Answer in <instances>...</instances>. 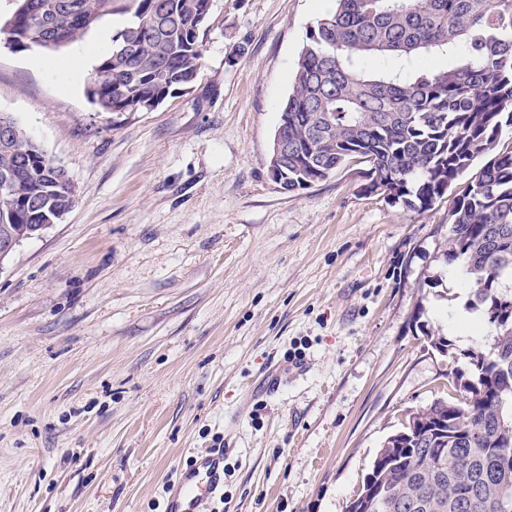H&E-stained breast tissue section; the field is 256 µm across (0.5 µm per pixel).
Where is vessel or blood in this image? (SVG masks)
I'll use <instances>...</instances> for the list:
<instances>
[{"mask_svg": "<svg viewBox=\"0 0 512 512\" xmlns=\"http://www.w3.org/2000/svg\"><path fill=\"white\" fill-rule=\"evenodd\" d=\"M224 487V454L196 456L177 473L169 488V512H202Z\"/></svg>", "mask_w": 512, "mask_h": 512, "instance_id": "b4317fda", "label": "vessel or blood"}]
</instances>
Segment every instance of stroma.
Instances as JSON below:
<instances>
[{
	"mask_svg": "<svg viewBox=\"0 0 512 512\" xmlns=\"http://www.w3.org/2000/svg\"><path fill=\"white\" fill-rule=\"evenodd\" d=\"M318 2L211 0L196 81L150 112L98 111L76 48L0 35V112L74 188L0 263V512H165L219 439L205 512H346L408 413L489 352L456 331L461 185L417 212L367 194L363 163L294 192L270 174ZM128 4L78 48L107 54Z\"/></svg>",
	"mask_w": 512,
	"mask_h": 512,
	"instance_id": "35a3bbf8",
	"label": "stroma"
}]
</instances>
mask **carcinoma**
<instances>
[{"label":"carcinoma","instance_id":"carcinoma-1","mask_svg":"<svg viewBox=\"0 0 512 512\" xmlns=\"http://www.w3.org/2000/svg\"><path fill=\"white\" fill-rule=\"evenodd\" d=\"M46 43L59 51L91 25L58 17L36 0ZM95 14L112 0H73ZM209 0H131L134 20L114 39L92 77L112 65V111L143 96L169 95L197 77ZM307 33L281 105L278 132L288 137V165L276 183L288 192L327 179L350 160L366 163L365 190L390 204L426 211L471 173L448 212V266L474 289L497 330L492 357L469 353L472 378L452 383L460 397L434 401L408 418L403 437L387 438L372 462L361 500L346 512H512V0H335ZM130 52L119 54L120 45ZM441 66H429L431 59ZM17 162L0 152V176L11 172L30 192L64 206L49 192L53 170L42 149L18 130ZM483 164L472 170L477 160ZM40 221L39 209L18 212V233ZM447 466H438L441 457Z\"/></svg>","mask_w":512,"mask_h":512}]
</instances>
